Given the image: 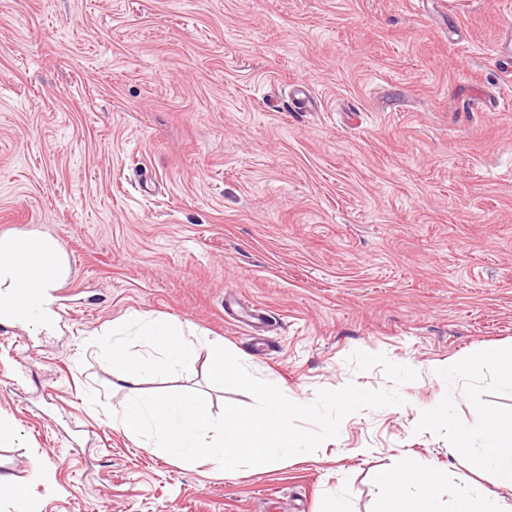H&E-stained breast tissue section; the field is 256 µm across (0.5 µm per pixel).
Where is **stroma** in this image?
I'll return each instance as SVG.
<instances>
[{
	"label": "stroma",
	"mask_w": 512,
	"mask_h": 512,
	"mask_svg": "<svg viewBox=\"0 0 512 512\" xmlns=\"http://www.w3.org/2000/svg\"><path fill=\"white\" fill-rule=\"evenodd\" d=\"M507 34L512 0H0V234L54 236L72 266L64 327L0 329V474L37 512H376L407 457L443 474L438 512L474 492L512 512L451 452L456 423L512 417ZM153 318L305 405L389 387L357 351L418 377L313 454L186 469L112 425L130 394L96 340ZM207 374L202 356L140 390L251 404Z\"/></svg>",
	"instance_id": "stroma-1"
}]
</instances>
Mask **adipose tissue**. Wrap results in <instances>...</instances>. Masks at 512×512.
Segmentation results:
<instances>
[{"label":"adipose tissue","instance_id":"ef3b65f1","mask_svg":"<svg viewBox=\"0 0 512 512\" xmlns=\"http://www.w3.org/2000/svg\"><path fill=\"white\" fill-rule=\"evenodd\" d=\"M57 285L49 272L28 277L17 269L0 267V294H11L23 304L40 302L42 290ZM475 437L482 441L477 449L470 446ZM455 447L467 456L470 469L493 470L499 484L512 489L511 422L490 413L477 415L458 425ZM441 480V475L428 472L409 459H400L376 479L381 512H436V489Z\"/></svg>","mask_w":512,"mask_h":512}]
</instances>
